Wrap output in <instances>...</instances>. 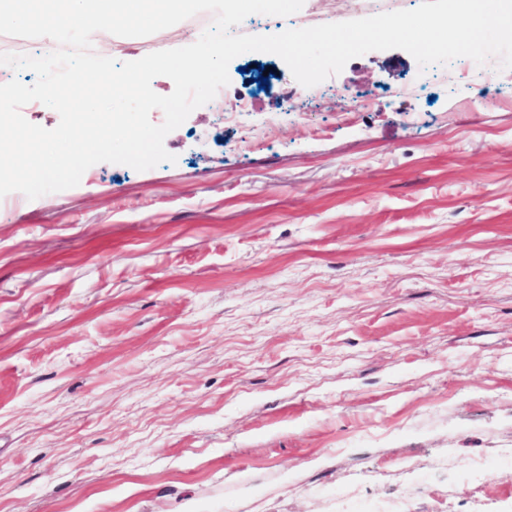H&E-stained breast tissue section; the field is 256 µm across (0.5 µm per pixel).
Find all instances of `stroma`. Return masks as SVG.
<instances>
[{
	"instance_id": "obj_1",
	"label": "stroma",
	"mask_w": 512,
	"mask_h": 512,
	"mask_svg": "<svg viewBox=\"0 0 512 512\" xmlns=\"http://www.w3.org/2000/svg\"><path fill=\"white\" fill-rule=\"evenodd\" d=\"M477 69L245 53L175 162L0 197V512H512V69Z\"/></svg>"
}]
</instances>
